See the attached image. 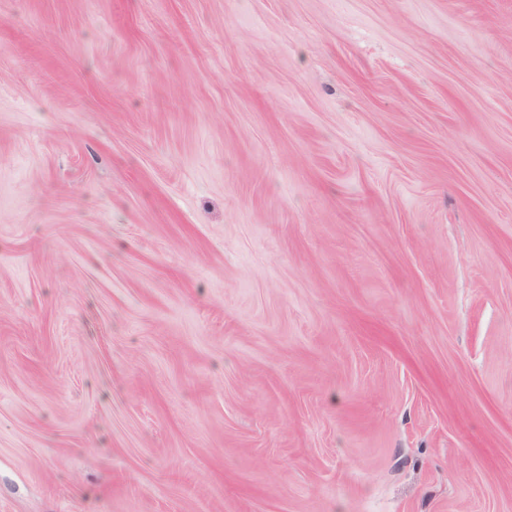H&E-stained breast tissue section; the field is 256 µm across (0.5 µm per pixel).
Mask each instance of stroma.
<instances>
[{
  "instance_id": "stroma-1",
  "label": "stroma",
  "mask_w": 512,
  "mask_h": 512,
  "mask_svg": "<svg viewBox=\"0 0 512 512\" xmlns=\"http://www.w3.org/2000/svg\"><path fill=\"white\" fill-rule=\"evenodd\" d=\"M0 512H512V0H0Z\"/></svg>"
}]
</instances>
